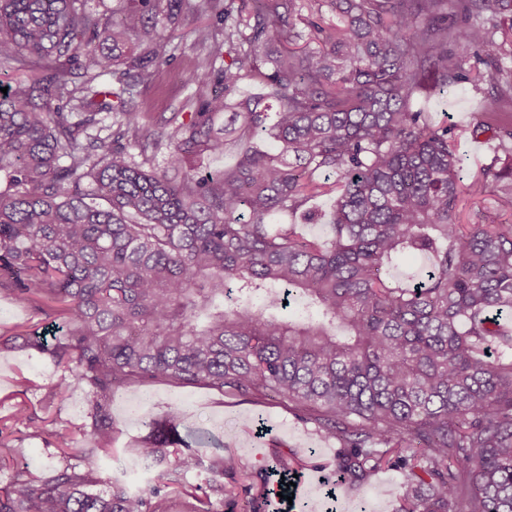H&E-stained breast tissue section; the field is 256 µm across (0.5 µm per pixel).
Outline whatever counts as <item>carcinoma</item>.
Segmentation results:
<instances>
[{
  "mask_svg": "<svg viewBox=\"0 0 512 512\" xmlns=\"http://www.w3.org/2000/svg\"><path fill=\"white\" fill-rule=\"evenodd\" d=\"M131 2L103 19L0 0V64L44 65L0 92V287L65 321L50 352L91 394L83 468L16 471L0 512H165L172 493L219 512L184 481L196 450L168 438L136 449L167 463L156 483L92 490L112 395L146 380L279 398L337 440L346 480L398 469L399 512H512V223L459 217L465 191L512 214V0ZM201 12L224 19L229 61L205 58L189 119L121 112L92 134L113 110L95 82L115 76L118 99L149 83L172 57L151 20ZM298 20L316 52L288 48ZM484 76L498 97L472 133L495 157L464 190L454 128L412 101ZM326 196L327 239L271 220ZM404 254L426 259L408 285L391 274Z\"/></svg>",
  "mask_w": 512,
  "mask_h": 512,
  "instance_id": "carcinoma-1",
  "label": "carcinoma"
}]
</instances>
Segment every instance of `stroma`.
Wrapping results in <instances>:
<instances>
[{
	"mask_svg": "<svg viewBox=\"0 0 512 512\" xmlns=\"http://www.w3.org/2000/svg\"><path fill=\"white\" fill-rule=\"evenodd\" d=\"M208 13L188 17L178 25L158 21L157 33L165 39L174 57L162 65L152 82L138 86L127 98L131 112L186 119L194 111V86L185 84V71L195 69L199 60L217 54V46L203 49L194 43L197 26L217 27ZM496 93L493 81L459 86L449 95L424 93L419 105L435 119L448 120L461 136L460 149L467 154L465 176H472L489 163L492 142L487 137H472L475 112ZM47 338L62 335L63 321H53L34 313L12 295L0 291V442L9 447L0 461V488L7 486L13 469L21 467L32 477H47L54 467L63 465L56 431L69 429L73 445L86 447L89 436L90 391L58 367L49 353L28 346L24 336ZM24 405L29 423L15 427L12 417L17 405ZM178 407L180 435L198 449L201 465L188 474L187 481L198 494L209 491L213 478L209 459L233 455L242 471L252 477L255 491L262 495L260 512H396L400 493V473L382 471L369 485H354L336 469L340 448L327 439L316 425L294 407L270 398L261 403L224 394L202 386H175L148 380L118 388L112 398V451L101 458V480L126 477L129 464L136 462L135 450L149 437L154 425L164 423L169 408ZM294 458L297 465L295 486L286 489L288 499H280L279 464ZM128 477V476H127Z\"/></svg>",
	"mask_w": 512,
	"mask_h": 512,
	"instance_id": "1",
	"label": "stroma"
}]
</instances>
